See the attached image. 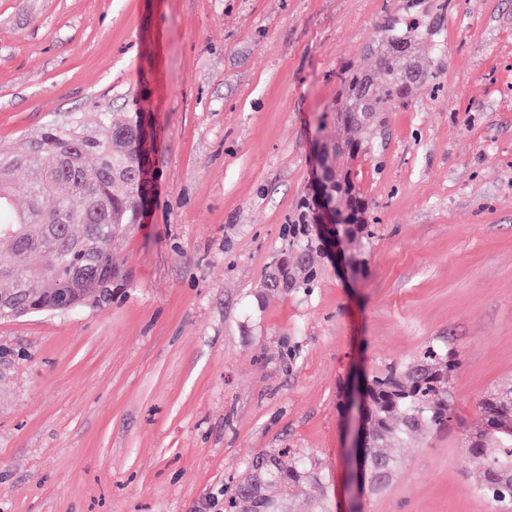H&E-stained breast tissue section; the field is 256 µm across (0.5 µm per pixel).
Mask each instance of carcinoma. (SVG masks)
Instances as JSON below:
<instances>
[{"mask_svg":"<svg viewBox=\"0 0 512 512\" xmlns=\"http://www.w3.org/2000/svg\"><path fill=\"white\" fill-rule=\"evenodd\" d=\"M422 32L419 26L378 33L372 43L378 80L352 66L340 75L333 120L343 135L329 148L322 180L354 272L363 270L362 246L373 235L367 223L369 206L356 188L351 167H338L334 159L339 154L356 160L384 123L385 113L426 82L427 72L413 51ZM142 131L141 120L114 123L112 113L104 110L93 122L79 116L66 126H49L22 153L0 152V319L68 312L87 301L98 302L112 290V277L119 270L112 243L139 223L150 193L148 152L139 147ZM19 170L34 177L16 188L9 176ZM17 191L27 199L23 209L14 205ZM21 255L28 259L23 269L15 263ZM331 256L318 231L314 206L305 198L288 224L285 246L261 292L315 287L319 260ZM459 366L452 350L430 346L422 356L391 363L367 380L368 472L391 474L398 468V458L384 452L387 443L448 427V378ZM479 408L486 429L464 449V463L481 474L475 493L512 512V487L494 483L512 471V432L503 431L512 422V384L484 396ZM286 454L264 453L248 463L224 512H235L239 500L247 501L251 512H276L268 488L305 480L303 460L281 459Z\"/></svg>","mask_w":512,"mask_h":512,"instance_id":"obj_1","label":"carcinoma"}]
</instances>
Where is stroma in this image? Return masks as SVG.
<instances>
[{"instance_id":"stroma-1","label":"stroma","mask_w":512,"mask_h":512,"mask_svg":"<svg viewBox=\"0 0 512 512\" xmlns=\"http://www.w3.org/2000/svg\"><path fill=\"white\" fill-rule=\"evenodd\" d=\"M415 17L433 83L353 164L365 273L260 295L337 72ZM103 109L153 119L150 206L110 298L0 320V512H224L282 448L325 495L273 489L279 512H498L462 448L512 381V0H0V147ZM432 344L461 363L448 430L353 501L342 396Z\"/></svg>"}]
</instances>
